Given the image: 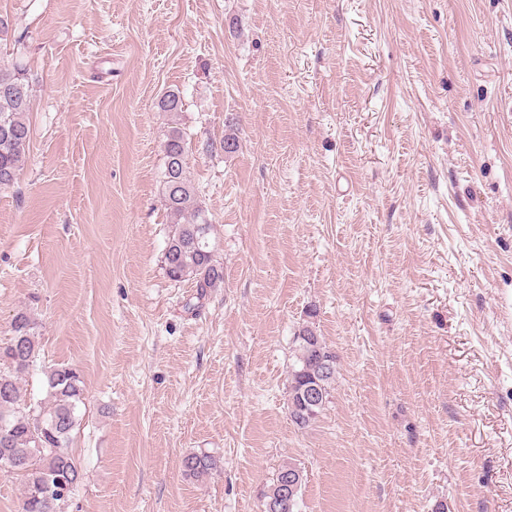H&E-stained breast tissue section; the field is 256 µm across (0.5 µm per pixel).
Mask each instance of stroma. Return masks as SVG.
<instances>
[{
	"instance_id": "35a3bbf8",
	"label": "stroma",
	"mask_w": 512,
	"mask_h": 512,
	"mask_svg": "<svg viewBox=\"0 0 512 512\" xmlns=\"http://www.w3.org/2000/svg\"><path fill=\"white\" fill-rule=\"evenodd\" d=\"M34 85L0 189V345L77 367L66 512H512V0H0ZM180 92L178 115L160 95ZM187 136L224 282L168 278ZM240 148L225 156L224 133ZM336 380L288 415L294 335ZM221 460L194 479L183 458ZM288 474L294 475L298 482V486L295 489V492L292 496H288V487H292L295 484V478L292 476H288ZM285 476H288V479L282 485L283 479ZM304 484V478L302 471L295 466L294 464H287L281 466L275 478H273L272 483L268 486L267 490L263 493V505L266 507L267 504H277L280 503L282 506L277 508L276 512H298L297 506L299 499L301 497L302 486ZM284 486V492H283ZM285 498H288V501L283 500V494Z\"/></svg>"
}]
</instances>
